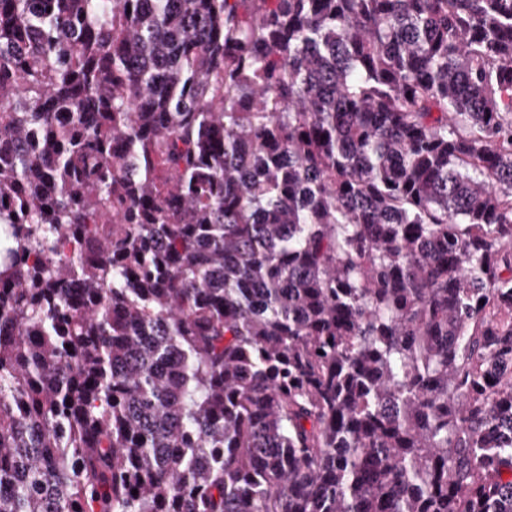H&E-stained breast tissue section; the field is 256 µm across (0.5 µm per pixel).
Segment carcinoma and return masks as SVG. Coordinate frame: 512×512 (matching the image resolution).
Instances as JSON below:
<instances>
[{
  "label": "carcinoma",
  "instance_id": "1",
  "mask_svg": "<svg viewBox=\"0 0 512 512\" xmlns=\"http://www.w3.org/2000/svg\"><path fill=\"white\" fill-rule=\"evenodd\" d=\"M0 238V512H512V0H0Z\"/></svg>",
  "mask_w": 512,
  "mask_h": 512
}]
</instances>
